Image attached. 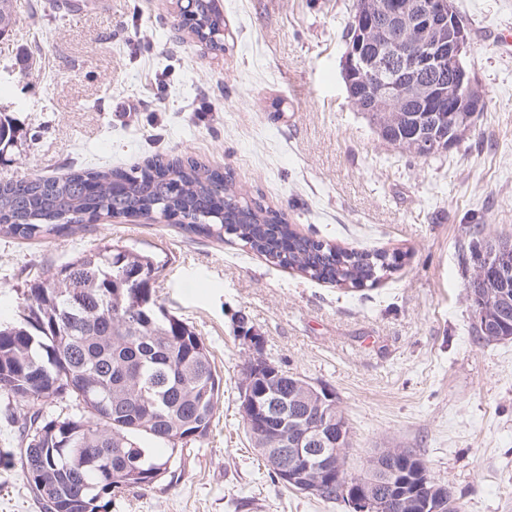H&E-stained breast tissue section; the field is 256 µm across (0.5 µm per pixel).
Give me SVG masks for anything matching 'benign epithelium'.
Here are the masks:
<instances>
[{
    "label": "benign epithelium",
    "mask_w": 512,
    "mask_h": 512,
    "mask_svg": "<svg viewBox=\"0 0 512 512\" xmlns=\"http://www.w3.org/2000/svg\"><path fill=\"white\" fill-rule=\"evenodd\" d=\"M386 25L399 18L402 28L388 41L387 51L375 48L384 29L375 19ZM357 43L347 47L343 61V77L351 101L362 112H390L391 119L399 122L405 118V99L415 94L434 105V111L448 113V129L457 132L471 125L474 114L481 111L483 96L475 85L464 59L471 53V44L464 31L458 28L452 0H365L356 20ZM432 73L437 80L424 84L423 75ZM447 150L456 145L457 139L448 141L435 137L427 130L423 137L411 143V148L423 150L437 143ZM481 258L482 270H506L512 267V242L501 240L489 244ZM257 354L250 358L252 374L247 376L241 390V409L245 415L261 413L264 425L252 431L254 443L265 456L267 464L282 483L295 486L299 491L316 496L322 476L336 474V485L343 503L352 512H390L409 508L413 512H445L446 497L439 486L430 488L422 502L414 500L415 492H408V484H421L420 466H414L411 476L400 483L403 491L396 497L384 494V487L391 485L390 470L380 464L383 458L409 455L405 449L379 448L370 457L369 474L353 482L343 476L342 460L347 456L350 435L344 426L336 432L325 430L321 422L326 399L320 388L310 383H297L301 393L310 402L309 412L293 424L291 434H286L288 405L278 398L259 404L252 392L258 372L277 382L288 377V372L264 359L260 338L249 336ZM296 459L289 465L285 455Z\"/></svg>",
    "instance_id": "1"
}]
</instances>
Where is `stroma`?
I'll return each instance as SVG.
<instances>
[{
  "mask_svg": "<svg viewBox=\"0 0 512 512\" xmlns=\"http://www.w3.org/2000/svg\"><path fill=\"white\" fill-rule=\"evenodd\" d=\"M353 0H218L224 50L193 40L175 0H14L0 36V117L16 128L0 182L26 173L127 170L158 153L230 170L297 232L404 255L378 284L340 289L273 265L232 236L178 219L101 217L75 234L0 237V323L29 281L100 242L154 255L160 304L204 339L224 395L208 436L111 512H349L285 489L244 429L239 389L260 337L271 363L333 391L349 469L407 448L465 512H512V339L473 330V245L512 238V0H454L466 64L486 95L465 138L421 158L382 141L342 77ZM0 512H44L0 465Z\"/></svg>",
  "mask_w": 512,
  "mask_h": 512,
  "instance_id": "1",
  "label": "stroma"
}]
</instances>
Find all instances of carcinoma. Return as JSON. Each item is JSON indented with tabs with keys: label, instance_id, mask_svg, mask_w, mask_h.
I'll use <instances>...</instances> for the list:
<instances>
[{
	"label": "carcinoma",
	"instance_id": "1",
	"mask_svg": "<svg viewBox=\"0 0 512 512\" xmlns=\"http://www.w3.org/2000/svg\"><path fill=\"white\" fill-rule=\"evenodd\" d=\"M199 19L190 34L224 51V19L214 0H196ZM408 119L373 124L394 144L417 130ZM181 218L184 230L224 239L233 235L266 261L338 288L373 286L398 267L385 251L342 250L297 233L282 214L240 192L231 171L192 156L157 154L127 171L78 170L65 178L25 175L0 184V236L34 240L73 234L102 215ZM154 257L110 242L75 255L51 277L24 291L19 320L0 325V392L19 409L23 480L46 512H108L112 498L153 487L184 445L208 435L224 394L223 377L192 327L157 305L150 281ZM467 297L506 289L488 274L473 273ZM477 336L512 333V306L503 322L474 324ZM280 397L298 416L307 413L292 382ZM65 399L74 412H57ZM170 447L163 456L151 443Z\"/></svg>",
	"mask_w": 512,
	"mask_h": 512
}]
</instances>
